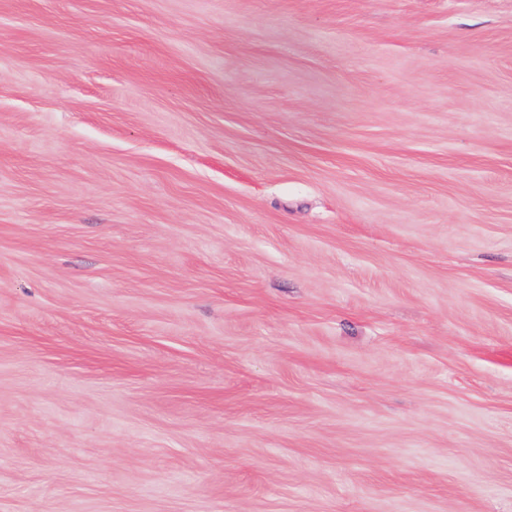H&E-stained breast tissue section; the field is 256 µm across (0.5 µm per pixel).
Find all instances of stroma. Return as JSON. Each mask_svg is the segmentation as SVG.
I'll return each mask as SVG.
<instances>
[{
	"mask_svg": "<svg viewBox=\"0 0 512 512\" xmlns=\"http://www.w3.org/2000/svg\"><path fill=\"white\" fill-rule=\"evenodd\" d=\"M0 512H512V0H0Z\"/></svg>",
	"mask_w": 512,
	"mask_h": 512,
	"instance_id": "stroma-1",
	"label": "stroma"
}]
</instances>
